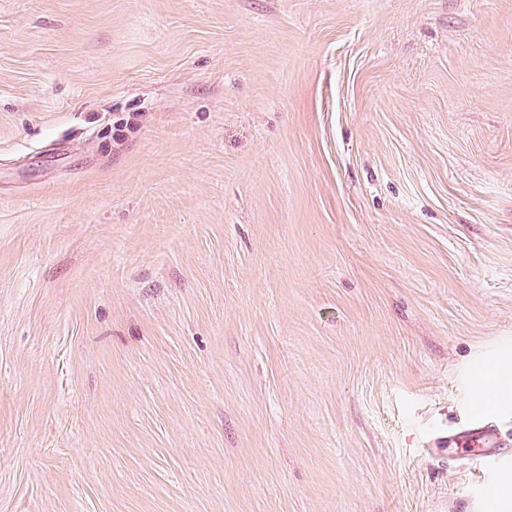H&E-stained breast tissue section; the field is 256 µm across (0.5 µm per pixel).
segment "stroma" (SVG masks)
Instances as JSON below:
<instances>
[{"label": "stroma", "mask_w": 512, "mask_h": 512, "mask_svg": "<svg viewBox=\"0 0 512 512\" xmlns=\"http://www.w3.org/2000/svg\"><path fill=\"white\" fill-rule=\"evenodd\" d=\"M512 0H0V512H486ZM461 439L467 446L478 448L482 456L496 463H507L512 460V448L500 447V437L492 427L475 425L467 429Z\"/></svg>", "instance_id": "1"}]
</instances>
